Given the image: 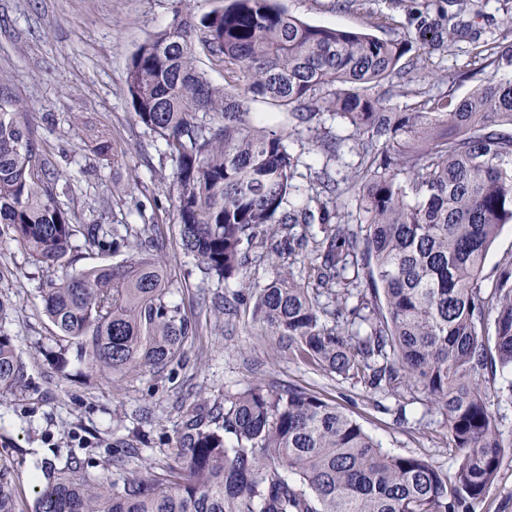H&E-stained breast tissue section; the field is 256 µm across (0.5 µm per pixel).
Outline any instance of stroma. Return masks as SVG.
<instances>
[{
	"mask_svg": "<svg viewBox=\"0 0 512 512\" xmlns=\"http://www.w3.org/2000/svg\"><path fill=\"white\" fill-rule=\"evenodd\" d=\"M444 0H281L311 25L368 30L381 37L413 31L414 12L436 15ZM178 0H0V78L17 102L59 179L58 205L75 224L156 225L171 282L170 299L203 328L181 362L163 372L112 380L76 361L74 349L44 312L40 289L64 270L32 261L8 232L0 234V334L10 336L28 363L24 381L0 389V470L7 473L17 512H32L33 476L45 460L75 454L88 471L102 472L116 443L137 444L127 463L140 471L164 460L181 422V404L198 396L223 399L249 383L296 385L316 392L356 419L382 447L411 454L448 471L445 418L437 406L413 398L372 394L351 379L292 358L277 336L250 314H223L236 281L204 279L180 246L174 163L165 146L136 119L127 95L126 66L137 47L168 28ZM480 11V40L512 44V0H467ZM475 42L461 38L434 46L411 42L413 82L396 87L397 111L450 88L459 72L479 67ZM112 149L98 153L96 144Z\"/></svg>",
	"mask_w": 512,
	"mask_h": 512,
	"instance_id": "35a3bbf8",
	"label": "stroma"
}]
</instances>
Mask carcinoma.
<instances>
[{"instance_id": "obj_1", "label": "carcinoma", "mask_w": 512, "mask_h": 512, "mask_svg": "<svg viewBox=\"0 0 512 512\" xmlns=\"http://www.w3.org/2000/svg\"><path fill=\"white\" fill-rule=\"evenodd\" d=\"M446 2L402 40L313 26L275 0H227L201 16L179 8L131 55L125 82L138 122L175 163L180 245L200 271L248 289L253 320L306 364L437 405L453 471L384 450L306 389L254 383L222 405H188L171 452L142 472L125 470L132 447L97 474L77 457L44 468L35 512H475L512 448L484 388L499 381L497 403L512 406V258L483 274L512 223V132L502 130L512 81L497 77L512 69V45L453 78L477 79L462 99L450 87L396 112L372 93L415 70L402 62L410 40L478 38L463 0ZM201 52L226 85L199 70ZM254 98L268 116L250 112ZM326 116L351 129L361 161L340 181L323 166L301 201L288 140L306 131L312 150L336 157L344 139L322 130ZM57 189L0 78V224L34 261L66 268L41 289L49 320L109 379L181 361L196 326L169 299L155 239L142 229L130 240L127 224L71 223ZM348 197L355 224L338 218ZM79 235L116 261L79 266ZM255 244L276 269L264 285L248 277ZM309 258L310 274L296 273ZM26 372L0 336V387ZM16 510L0 475V512Z\"/></svg>"}]
</instances>
